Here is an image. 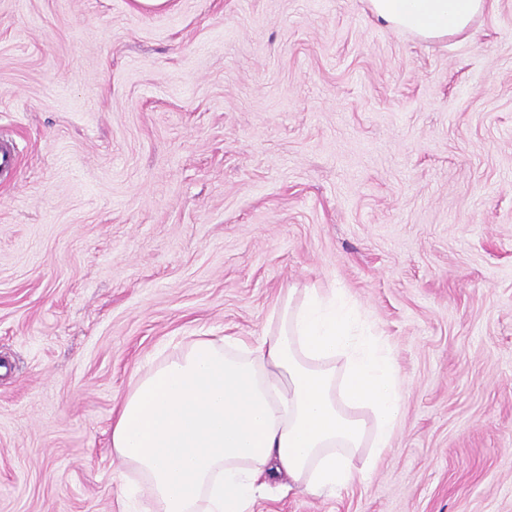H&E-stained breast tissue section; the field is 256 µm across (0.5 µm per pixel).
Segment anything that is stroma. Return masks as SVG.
Returning <instances> with one entry per match:
<instances>
[{"label":"stroma","mask_w":512,"mask_h":512,"mask_svg":"<svg viewBox=\"0 0 512 512\" xmlns=\"http://www.w3.org/2000/svg\"><path fill=\"white\" fill-rule=\"evenodd\" d=\"M0 512H140L112 411L157 354L339 288L392 448L255 512H512V0L425 40L365 0H0ZM17 168V154L13 141L6 137L0 136V181L12 176Z\"/></svg>","instance_id":"obj_1"}]
</instances>
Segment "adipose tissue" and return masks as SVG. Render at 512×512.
<instances>
[{
    "mask_svg": "<svg viewBox=\"0 0 512 512\" xmlns=\"http://www.w3.org/2000/svg\"><path fill=\"white\" fill-rule=\"evenodd\" d=\"M424 39L469 31L488 0H367ZM256 342L203 336L136 375L112 455L150 490L143 512H253L272 486L332 495L368 477L403 414L405 382L338 288H288Z\"/></svg>",
    "mask_w": 512,
    "mask_h": 512,
    "instance_id": "ef3b65f1",
    "label": "adipose tissue"
}]
</instances>
